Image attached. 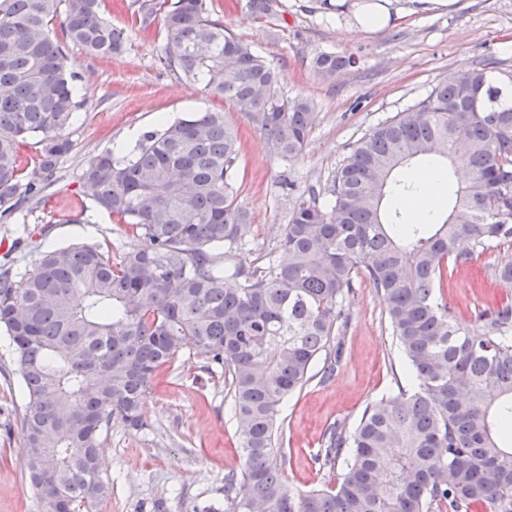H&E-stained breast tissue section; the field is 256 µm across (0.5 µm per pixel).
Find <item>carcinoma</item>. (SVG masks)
<instances>
[{
    "instance_id": "obj_1",
    "label": "carcinoma",
    "mask_w": 512,
    "mask_h": 512,
    "mask_svg": "<svg viewBox=\"0 0 512 512\" xmlns=\"http://www.w3.org/2000/svg\"><path fill=\"white\" fill-rule=\"evenodd\" d=\"M102 0H0V223L48 199L80 101L68 41L89 56L122 47ZM160 66L239 105L277 154H302L318 118L278 94L280 74L209 17L206 0H162ZM355 57L321 53L332 79ZM34 140L25 168L20 146ZM463 156L439 224L402 229L384 200L418 191L393 173ZM237 138L222 112L142 135L125 155L90 158L84 193L140 243L118 260L95 243L36 250L24 272L0 263V328L28 402L27 475L41 512H96L109 491L98 453L112 418L145 427L157 371L190 342L224 370L244 460L224 475V512H512V302L465 330L437 295L444 274L512 242V75L491 64L450 73L422 100L358 139L325 191L295 198L275 255L231 263L247 215L233 189ZM363 274L384 304L412 385L334 423L313 462L334 485L299 492L276 439L283 402L323 360L333 375ZM24 281L16 287V278ZM240 281L237 288L225 279ZM341 473L336 474V465Z\"/></svg>"
}]
</instances>
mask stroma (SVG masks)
<instances>
[{"mask_svg":"<svg viewBox=\"0 0 512 512\" xmlns=\"http://www.w3.org/2000/svg\"><path fill=\"white\" fill-rule=\"evenodd\" d=\"M144 0H103L101 12L122 36L120 53L91 57L70 46L81 106L68 130L74 148L64 160L48 203L0 223V257L19 237L42 250L95 242L119 252L134 245L126 225L84 197L80 176L93 156H121L146 131L191 112L220 111L240 142L234 187L248 220L237 260L258 265L279 243L288 220L289 188L323 189L351 145L428 95L449 73L483 63L512 73V0H379L388 18L360 30L364 0H278L255 17L247 0H210V17L249 43L281 74L282 96L312 101L318 120L303 153L279 157L233 102L203 84L157 65L165 43L162 14L140 27ZM354 56V67L326 80L311 66L320 52ZM499 248L476 254L470 267L445 278L441 290L468 326L491 301L512 300V286L493 271ZM350 323L340 364L328 381L312 378L283 405L278 441L288 454L286 476L302 491L323 487L312 461L336 422L355 427L367 404L409 385L408 367L391 335L384 304L366 280L347 299ZM27 404L9 339L0 331V512H39L24 475L21 420ZM146 427L113 419L102 438L103 476L110 483L99 512H215L224 503V476L243 465L236 419L224 375L204 370L184 347L157 373L144 405Z\"/></svg>","mask_w":512,"mask_h":512,"instance_id":"stroma-1","label":"stroma"}]
</instances>
